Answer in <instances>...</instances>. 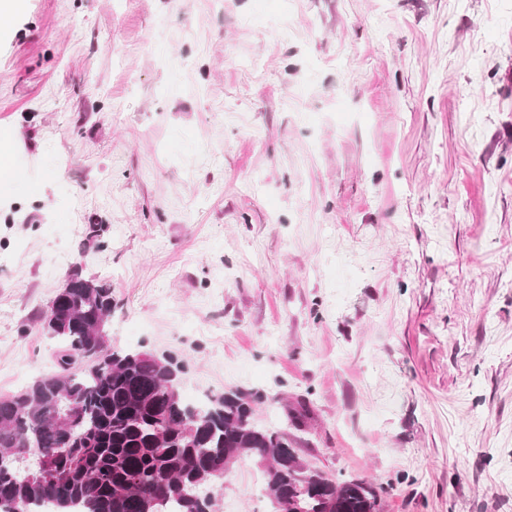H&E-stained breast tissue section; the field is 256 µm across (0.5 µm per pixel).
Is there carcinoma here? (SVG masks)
Instances as JSON below:
<instances>
[{"label": "carcinoma", "instance_id": "obj_1", "mask_svg": "<svg viewBox=\"0 0 512 512\" xmlns=\"http://www.w3.org/2000/svg\"><path fill=\"white\" fill-rule=\"evenodd\" d=\"M68 284L43 319L61 346L56 370L0 397V512H217L214 488L243 456L269 461L271 499L300 512H381L386 487L311 469L295 438L257 425L261 394L229 389L197 405L169 393L179 361L111 349L93 332L112 313L111 285L78 271ZM311 415L304 400L286 411L296 431Z\"/></svg>", "mask_w": 512, "mask_h": 512}]
</instances>
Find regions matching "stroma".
<instances>
[{"label": "stroma", "instance_id": "stroma-1", "mask_svg": "<svg viewBox=\"0 0 512 512\" xmlns=\"http://www.w3.org/2000/svg\"><path fill=\"white\" fill-rule=\"evenodd\" d=\"M4 137L0 396L76 270L383 512H512V0H26ZM272 509L238 459L219 512Z\"/></svg>", "mask_w": 512, "mask_h": 512}]
</instances>
